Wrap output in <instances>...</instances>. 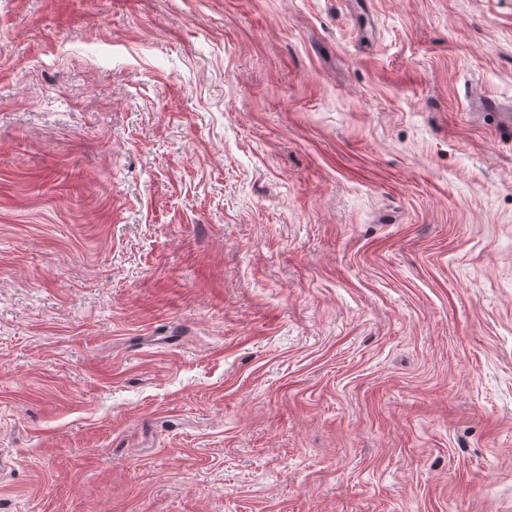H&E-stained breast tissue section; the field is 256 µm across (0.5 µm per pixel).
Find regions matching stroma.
I'll return each instance as SVG.
<instances>
[{"label":"stroma","instance_id":"35a3bbf8","mask_svg":"<svg viewBox=\"0 0 512 512\" xmlns=\"http://www.w3.org/2000/svg\"><path fill=\"white\" fill-rule=\"evenodd\" d=\"M512 0H0V512H512Z\"/></svg>","mask_w":512,"mask_h":512}]
</instances>
